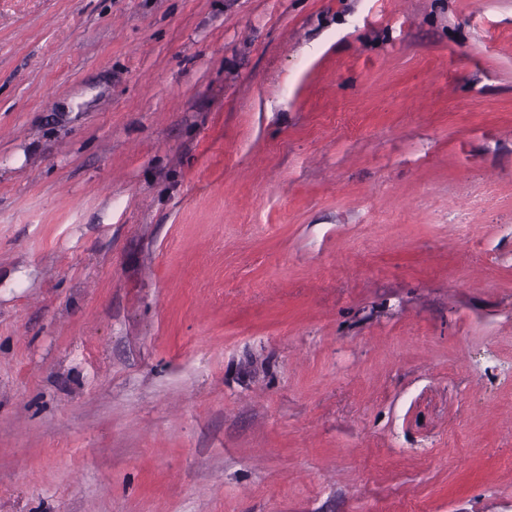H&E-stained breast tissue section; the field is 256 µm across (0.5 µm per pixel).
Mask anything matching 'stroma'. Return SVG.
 Instances as JSON below:
<instances>
[{"label": "stroma", "instance_id": "1", "mask_svg": "<svg viewBox=\"0 0 512 512\" xmlns=\"http://www.w3.org/2000/svg\"><path fill=\"white\" fill-rule=\"evenodd\" d=\"M0 512H512V0H0Z\"/></svg>", "mask_w": 512, "mask_h": 512}]
</instances>
